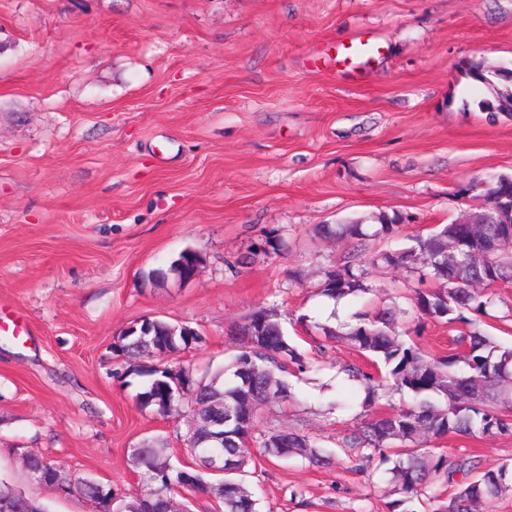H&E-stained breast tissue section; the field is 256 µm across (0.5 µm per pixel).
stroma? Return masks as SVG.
<instances>
[{
  "label": "stroma",
  "mask_w": 512,
  "mask_h": 512,
  "mask_svg": "<svg viewBox=\"0 0 512 512\" xmlns=\"http://www.w3.org/2000/svg\"><path fill=\"white\" fill-rule=\"evenodd\" d=\"M377 53L356 77L330 65L357 32ZM512 69V0H0V474L49 512L88 502L36 483L17 449L119 494L145 486L127 451L163 436L187 462V417L141 409L145 378L126 373L112 342L163 318L200 344L173 366L222 370L231 333L274 310L305 353L295 398L261 411L334 449L332 465L253 453L247 478L260 512H433L401 501L389 466L357 467L336 444L365 415L403 405L363 388L343 363L373 371L344 343L315 348L316 326L390 307L407 343L438 357L460 323L419 318L403 268L369 267L370 290L338 302L317 292L352 243L322 224L398 216L400 249L475 208L473 183L512 176V116L490 115L468 62ZM280 251L265 253L267 238ZM201 264L187 283L144 282L183 249ZM476 328L512 346V281L491 288ZM435 454L512 468V434L435 441Z\"/></svg>",
  "instance_id": "stroma-1"
}]
</instances>
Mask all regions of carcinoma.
<instances>
[{
	"instance_id": "carcinoma-1",
	"label": "carcinoma",
	"mask_w": 512,
	"mask_h": 512,
	"mask_svg": "<svg viewBox=\"0 0 512 512\" xmlns=\"http://www.w3.org/2000/svg\"><path fill=\"white\" fill-rule=\"evenodd\" d=\"M401 229L400 219L383 216L378 224H338L319 226L318 233L347 242L386 239ZM506 224H487L477 241L468 239L463 225L445 224L426 237L416 236L413 245L399 251H381L365 257L355 251L347 253L342 262L325 272L320 294L334 301L366 292L365 265L380 263L418 274L421 281L439 283L434 291H418L413 299L416 311L432 319H446L449 324H471L464 312L487 316L495 306L493 297L482 292L499 281L512 279V244L506 239L511 233ZM451 237L457 241V261L454 263L427 261L437 239ZM249 317L262 319V336H238L239 350L224 371L209 376L195 375L179 367L170 375L164 370L144 369L141 363L151 358V349L161 343L168 352L177 355L202 342L171 335L175 324L161 318H146L140 327L147 328L145 336L119 335L114 339L112 352L127 359L128 373L146 376L148 381L136 395L138 405L164 417H177L186 400L166 389L174 380L184 379L198 384L193 410L205 414L211 405L222 400L235 404L241 397L250 396L255 402L247 418L229 421L201 442L188 436L186 446L193 447L196 467H177L165 454L167 440L155 437L130 449L133 466L139 470L147 486L145 494L116 495L112 512H147L153 504L155 512H164L165 500L179 486L187 512H194L193 502L205 491L204 484L215 485L218 479L202 471V465L214 455L224 456L223 512H257V500L251 493L239 494L238 486L245 484L252 461L249 447L256 446L274 458L298 456L317 465H328L333 453L323 449L315 440L288 428L267 432L258 429L260 410L264 406L265 388H270L286 402L293 398L288 382L290 368L303 370V355L285 333L277 315L260 310ZM355 323L341 332L328 324H318L324 341H346L359 353L380 359L386 368L379 380L359 365L342 366V371L363 385L366 396L363 408L372 407L376 387L384 382L388 390L409 395L413 403L399 407L376 418L364 420L347 433L338 447L370 450L379 453L381 460L393 462L390 472L399 493L406 498L418 495L436 482L449 484L456 473L477 472L476 477L459 485L444 503L433 512H477L478 504L488 502L512 490V473L501 466L477 471L476 460L463 458L450 465L431 454L432 441L448 435L495 436L512 433V347L504 346L488 333L477 328L460 332L454 339L460 351L443 358H432L419 348L406 344L396 331L394 313L390 309L363 311L354 314ZM79 497L95 504L101 482L91 477L77 478ZM26 499L6 478L0 477V512H23L19 502Z\"/></svg>"
}]
</instances>
